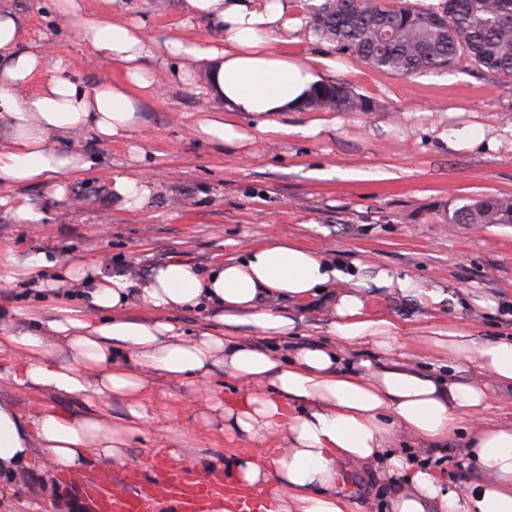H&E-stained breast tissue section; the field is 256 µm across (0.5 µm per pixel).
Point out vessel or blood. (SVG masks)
I'll return each mask as SVG.
<instances>
[{"label":"vessel or blood","instance_id":"1","mask_svg":"<svg viewBox=\"0 0 512 512\" xmlns=\"http://www.w3.org/2000/svg\"><path fill=\"white\" fill-rule=\"evenodd\" d=\"M64 492L75 495L84 512H271V502L237 487L222 472L192 473L154 451L135 468L101 470L74 480L61 478Z\"/></svg>","mask_w":512,"mask_h":512}]
</instances>
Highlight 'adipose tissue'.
Wrapping results in <instances>:
<instances>
[{"mask_svg": "<svg viewBox=\"0 0 512 512\" xmlns=\"http://www.w3.org/2000/svg\"><path fill=\"white\" fill-rule=\"evenodd\" d=\"M55 3L59 15L123 77L90 88L60 74L40 50L20 48L18 17L0 5V114L10 129L7 145L0 147L2 186L39 182L63 197L66 177L90 165L63 139L83 132L109 142L135 129L142 98L157 95L153 63L177 59L173 75L186 84L204 75V89L220 107L203 114L198 129L219 149L246 140L235 121L240 113L258 117V131L288 133L289 113L300 109L334 65L327 56L304 63L289 57V36L298 33L301 21L290 17L288 0H182L187 17L215 25L213 40L177 33L149 38L135 23L88 18L79 0ZM39 74L41 86L27 92ZM33 261L55 271L40 289L67 280L87 303L61 306L48 322L27 316L25 330L0 334V348L28 357L12 370L13 381L81 396L89 404L111 397L123 401L127 412L107 423L91 407L83 414L52 407L23 413L0 403V477L28 472L40 450L59 473H79L93 456L122 462L124 447L147 416L148 375L186 382L220 372L252 385L221 402L225 429L249 440L272 431L285 436L286 451L266 462L237 456L228 465L238 484L264 493L279 512H351L340 475L347 462L373 463L388 475L404 476L407 487L394 494L390 512H512V424L477 423L487 407L486 386L388 359L401 328L367 309L372 286L397 289L428 305L442 304L441 291L384 269L365 280L284 241L252 246L205 271L167 259L138 280L78 263L63 268L44 252ZM322 294L331 311L332 343H306L290 356L259 346L262 338L293 335L301 319L290 305ZM133 305L155 310V318L125 316ZM177 310L205 311L195 338L185 339L170 319ZM432 343L450 356L476 358L493 379L512 385V338L480 342L455 331ZM365 344L379 351V359L343 366L342 349ZM60 349L71 362L55 359ZM466 417L474 420L472 456L487 479L465 493L444 489L431 472H407L401 457L385 451L396 428L416 445L439 447Z\"/></svg>", "mask_w": 512, "mask_h": 512, "instance_id": "adipose-tissue-1", "label": "adipose tissue"}]
</instances>
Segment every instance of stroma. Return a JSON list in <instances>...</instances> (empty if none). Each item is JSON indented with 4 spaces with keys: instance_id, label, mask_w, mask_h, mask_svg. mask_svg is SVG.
<instances>
[{
    "instance_id": "1",
    "label": "stroma",
    "mask_w": 512,
    "mask_h": 512,
    "mask_svg": "<svg viewBox=\"0 0 512 512\" xmlns=\"http://www.w3.org/2000/svg\"><path fill=\"white\" fill-rule=\"evenodd\" d=\"M321 2L293 0L302 26L289 54L330 55L336 65L325 79L375 100L376 111L293 112L288 134L257 132L254 120L242 114L237 121L248 140L219 152L196 130L215 100L158 66L162 97L144 101L141 123L127 138L73 139L91 165L69 177L64 199L44 185L0 187V251H9L19 269L49 250L65 263L121 265L141 277L172 257L204 269L257 244L292 242L356 265L362 277L385 269L442 289L446 298L435 309L393 289H370L371 309L404 329L390 357L436 374L453 364L460 377L481 375L477 360L451 362L430 338L436 330L460 329L480 341L512 336V224H451L442 216L461 199L512 197V85L465 59L452 72L413 80L373 69L314 32L313 8ZM83 5L91 19L140 21L150 37L217 36L212 26L188 19L181 0ZM9 6L24 21L26 45L50 49L68 77L88 86L120 79L119 68L77 30L59 24L55 0H9ZM313 122L320 125L317 134H300ZM116 170L146 179L152 191L147 206L128 209L113 199ZM22 203L39 213L37 223L18 221L15 208ZM20 290V281L0 273L1 328H24L23 314L32 308L43 321L52 320L71 287L62 284L37 298ZM21 361L0 354L1 402L22 412L48 406L84 411L81 398L16 385L10 372ZM150 382L149 417L129 441L126 467L142 464L158 448L192 471L204 452L220 465L241 454L262 462L286 447L277 431L255 441L225 433L214 404L245 392L246 384L220 375L192 384L154 375ZM470 435L457 431L428 450L397 430L389 451L409 464L439 458L433 473L461 492L486 478L471 458ZM345 472L352 512H387L395 482L373 465L350 464ZM0 512H66L45 453H37L34 470L0 481Z\"/></svg>"
}]
</instances>
